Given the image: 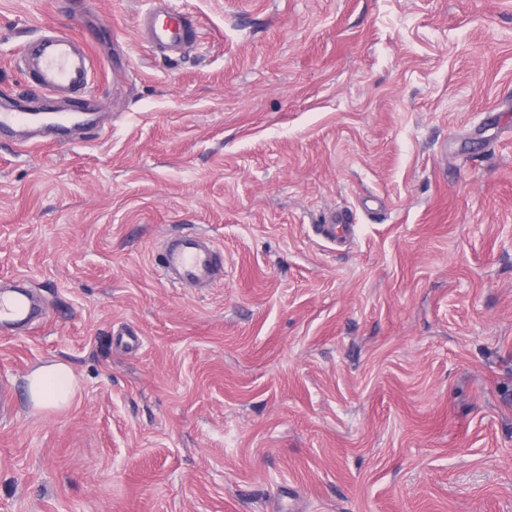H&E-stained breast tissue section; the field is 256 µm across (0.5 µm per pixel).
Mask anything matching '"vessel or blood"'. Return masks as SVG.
Masks as SVG:
<instances>
[{"label": "vessel or blood", "instance_id": "obj_1", "mask_svg": "<svg viewBox=\"0 0 512 512\" xmlns=\"http://www.w3.org/2000/svg\"><path fill=\"white\" fill-rule=\"evenodd\" d=\"M141 38L156 49L180 53L200 37L195 16L183 11L176 0H148L136 20ZM22 70L27 80L46 96L77 98L90 82L94 58L86 38L61 30H46L22 50ZM99 130V123L87 110L76 107L68 113L44 107L21 111L0 105V137H9L22 146L31 145V132L45 131L55 145L70 143L72 128ZM163 277L172 285L207 288L224 269V253L203 234L166 238L160 248ZM31 295L23 289L0 293V325L10 326L31 320Z\"/></svg>", "mask_w": 512, "mask_h": 512}]
</instances>
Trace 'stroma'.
<instances>
[{"label": "stroma", "mask_w": 512, "mask_h": 512, "mask_svg": "<svg viewBox=\"0 0 512 512\" xmlns=\"http://www.w3.org/2000/svg\"><path fill=\"white\" fill-rule=\"evenodd\" d=\"M179 3L169 56L86 0L104 132L0 140V281L45 306L0 334V512H512V0ZM51 27L0 0V100ZM177 231L214 288L159 275ZM163 277L172 285L209 288L224 269V253L205 234L166 238L160 248ZM30 400L37 409H59L75 396V379L63 362L43 365L26 378Z\"/></svg>", "instance_id": "35a3bbf8"}]
</instances>
